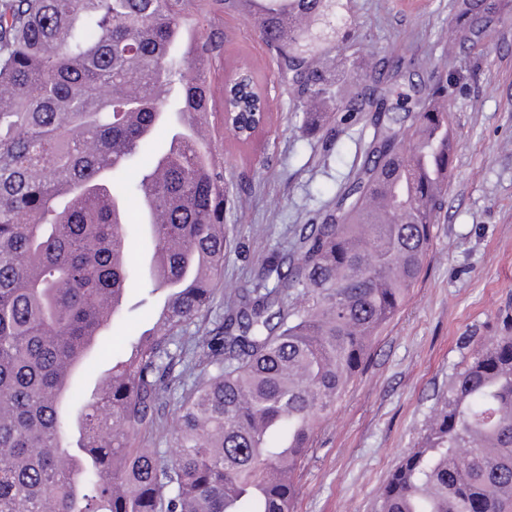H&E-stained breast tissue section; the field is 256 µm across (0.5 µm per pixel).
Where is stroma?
<instances>
[{
    "mask_svg": "<svg viewBox=\"0 0 512 512\" xmlns=\"http://www.w3.org/2000/svg\"><path fill=\"white\" fill-rule=\"evenodd\" d=\"M339 34L360 42L388 72L415 58L402 83L416 92L440 71L460 77L449 98L456 142L448 193L437 212L430 254L401 312L377 336L363 371L349 383L313 436L297 476L292 512H377L382 488L417 446L448 378L473 348L512 323V13L492 24L480 45L449 47L453 0H343ZM196 41L212 40L206 58L210 148L233 172L228 215L232 244L213 310L182 337L150 448L168 447L174 411L190 382L188 353L199 329L224 317V293L250 284L273 252L290 253L295 225L307 223L337 192L356 160L355 133L331 151L291 117L293 96L254 27L224 13L218 0L190 12ZM262 62L269 119L249 144L224 131V75L243 59Z\"/></svg>",
    "mask_w": 512,
    "mask_h": 512,
    "instance_id": "1",
    "label": "stroma"
}]
</instances>
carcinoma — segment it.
Masks as SVG:
<instances>
[{
    "label": "carcinoma",
    "mask_w": 512,
    "mask_h": 512,
    "mask_svg": "<svg viewBox=\"0 0 512 512\" xmlns=\"http://www.w3.org/2000/svg\"><path fill=\"white\" fill-rule=\"evenodd\" d=\"M195 0H0V512H291L314 430L368 362L432 246L454 148L450 115L394 81L348 83L366 54L336 49L341 0H263L260 39L296 96L301 128L328 141L371 113L363 159L294 252L267 262L197 337L199 370L177 407L169 449L144 448L184 327L211 308L224 272L230 178L173 117L209 113L207 88L173 40ZM310 7L300 27L288 15ZM503 0H462L455 39L476 45ZM260 65L228 76V127L248 142L264 91ZM406 157L415 191L393 194L395 222L366 221L389 163ZM128 205L151 199L155 265L128 247ZM168 291V313L112 350L98 392L83 376L122 312L131 281ZM379 512H512V326L448 380L421 441L380 495Z\"/></svg>",
    "instance_id": "1"
}]
</instances>
